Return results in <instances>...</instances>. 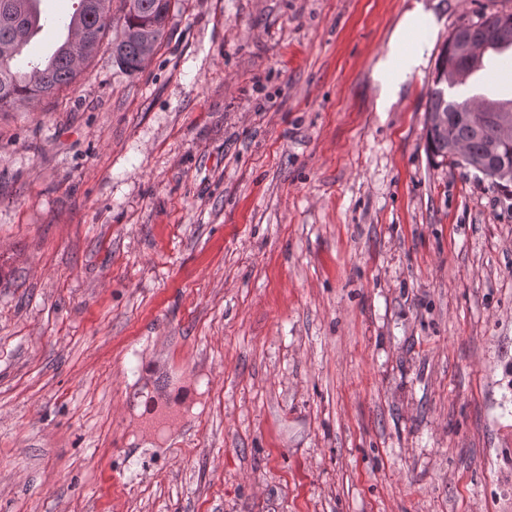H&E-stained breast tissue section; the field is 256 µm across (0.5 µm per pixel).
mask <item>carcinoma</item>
<instances>
[{"instance_id": "obj_1", "label": "carcinoma", "mask_w": 512, "mask_h": 512, "mask_svg": "<svg viewBox=\"0 0 512 512\" xmlns=\"http://www.w3.org/2000/svg\"><path fill=\"white\" fill-rule=\"evenodd\" d=\"M41 0H0V112L20 106L34 105L74 84L94 54L74 58L73 44L79 35H86L101 47L110 31V18L100 13L102 0H78V24L70 36L58 43L54 57L43 66H35L19 75L16 49L28 38L25 6ZM124 14L121 36L112 41V55L123 70L134 75L142 69L148 46H158L166 34L172 0H123ZM464 31L471 43L502 52L512 48V13L479 14L477 19L458 26L448 37L436 62L434 84L426 114L427 149L435 157L453 160L451 145L463 141L467 154L462 162L491 179L499 188L512 186V141L497 138L495 126L473 124L468 113L474 102L448 101L446 85L456 80L465 83L478 71L479 62L461 56L457 41Z\"/></svg>"}]
</instances>
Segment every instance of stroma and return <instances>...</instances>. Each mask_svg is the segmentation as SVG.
I'll list each match as a JSON object with an SVG mask.
<instances>
[{"instance_id": "35a3bbf8", "label": "stroma", "mask_w": 512, "mask_h": 512, "mask_svg": "<svg viewBox=\"0 0 512 512\" xmlns=\"http://www.w3.org/2000/svg\"><path fill=\"white\" fill-rule=\"evenodd\" d=\"M425 2L387 112L414 0H173L0 112V512H512V193L424 128L512 0ZM121 36L112 40V55L123 70L134 75L142 69L147 46L154 50L168 27L172 0H123ZM437 16L432 9H427L423 4L404 13L397 26L392 31L388 41V52L380 57L372 66V78L377 88L375 98V110L387 112L397 102L401 85L407 80V75L425 65L421 52L411 53L422 38L419 32H412L406 42L405 53H411L406 59V68L402 73L394 74L391 69L392 60L403 49L406 33L414 28L420 29L423 39L433 40L440 29Z\"/></svg>"}]
</instances>
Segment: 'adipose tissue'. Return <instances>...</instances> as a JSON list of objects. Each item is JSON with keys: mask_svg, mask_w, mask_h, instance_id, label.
I'll return each mask as SVG.
<instances>
[{"mask_svg": "<svg viewBox=\"0 0 512 512\" xmlns=\"http://www.w3.org/2000/svg\"><path fill=\"white\" fill-rule=\"evenodd\" d=\"M414 28L420 29L425 40L430 41L437 36L440 24L434 11L421 4L413 10L405 12L401 17L389 37L386 55L379 58L372 66V78L377 88L376 111H389L397 102L401 86L406 81L408 74L425 64L421 52L417 51L407 56L404 72L396 74L391 69L393 59L401 54L407 32Z\"/></svg>", "mask_w": 512, "mask_h": 512, "instance_id": "obj_1", "label": "adipose tissue"}]
</instances>
